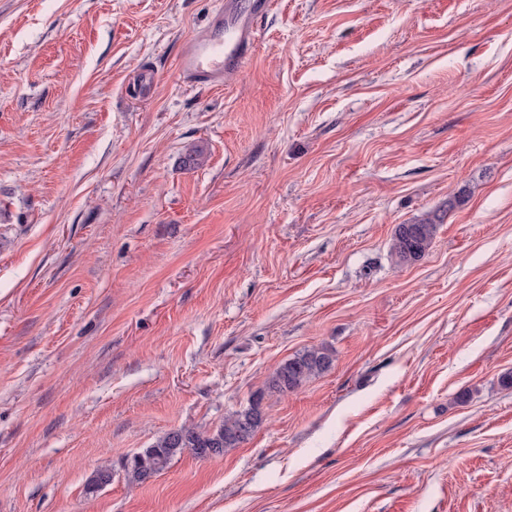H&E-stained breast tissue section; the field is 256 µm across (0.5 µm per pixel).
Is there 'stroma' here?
I'll list each match as a JSON object with an SVG mask.
<instances>
[{
    "label": "stroma",
    "instance_id": "obj_1",
    "mask_svg": "<svg viewBox=\"0 0 512 512\" xmlns=\"http://www.w3.org/2000/svg\"><path fill=\"white\" fill-rule=\"evenodd\" d=\"M223 5L0 0V512H512V0H275L187 86ZM259 392L251 439L128 481ZM226 0L211 17L206 31L183 43L177 71L183 82L200 86L223 85L224 77L240 72L258 44L257 23L270 0ZM436 224L434 219H426L414 224L396 225L391 253L397 262L411 265L421 260L432 244ZM333 361L332 352L325 347L299 352L276 368L268 389L279 393L293 392L308 379L329 370Z\"/></svg>",
    "mask_w": 512,
    "mask_h": 512
}]
</instances>
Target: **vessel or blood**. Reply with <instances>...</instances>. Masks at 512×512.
I'll use <instances>...</instances> for the list:
<instances>
[{
    "label": "vessel or blood",
    "instance_id": "b4317fda",
    "mask_svg": "<svg viewBox=\"0 0 512 512\" xmlns=\"http://www.w3.org/2000/svg\"><path fill=\"white\" fill-rule=\"evenodd\" d=\"M270 5V0H225L206 31L184 42L177 64L180 79L216 87L228 74L242 71L256 52L257 23Z\"/></svg>",
    "mask_w": 512,
    "mask_h": 512
}]
</instances>
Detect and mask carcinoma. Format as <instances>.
<instances>
[{"mask_svg": "<svg viewBox=\"0 0 512 512\" xmlns=\"http://www.w3.org/2000/svg\"><path fill=\"white\" fill-rule=\"evenodd\" d=\"M436 232V222L426 219L414 224H398L391 243V253L398 263L411 265L421 260L430 248ZM333 364V354L325 347H312L295 354L280 364L269 381L268 389L279 393L297 390L308 379L319 375ZM264 394L252 398L248 408L224 417L214 430L182 427L157 440L149 448L133 455L126 463V474L132 483L144 482L163 471L174 456L189 451L195 457L220 456L226 448L247 441L264 421L261 405ZM112 482V469H97L86 485L91 494Z\"/></svg>", "mask_w": 512, "mask_h": 512, "instance_id": "1", "label": "carcinoma"}]
</instances>
